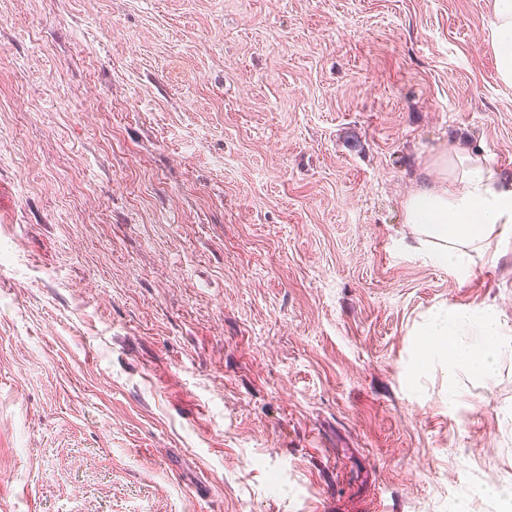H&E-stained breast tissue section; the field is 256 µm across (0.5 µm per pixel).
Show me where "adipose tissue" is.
I'll use <instances>...</instances> for the list:
<instances>
[{
  "instance_id": "adipose-tissue-1",
  "label": "adipose tissue",
  "mask_w": 512,
  "mask_h": 512,
  "mask_svg": "<svg viewBox=\"0 0 512 512\" xmlns=\"http://www.w3.org/2000/svg\"><path fill=\"white\" fill-rule=\"evenodd\" d=\"M490 44L500 82L512 87V0H493ZM435 165L437 178L406 197L404 221L428 258L462 277L473 254L494 258L499 244L512 238V178L471 155L448 152ZM425 336L429 351L449 353V368L464 367L486 379L495 376L501 354L512 350V328L483 310L433 317Z\"/></svg>"
}]
</instances>
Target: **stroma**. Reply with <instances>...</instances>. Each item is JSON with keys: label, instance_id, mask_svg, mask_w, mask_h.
<instances>
[{"label": "stroma", "instance_id": "35a3bbf8", "mask_svg": "<svg viewBox=\"0 0 512 512\" xmlns=\"http://www.w3.org/2000/svg\"><path fill=\"white\" fill-rule=\"evenodd\" d=\"M491 0H0V512H512V240L406 195L512 175ZM458 398H450L449 386ZM435 165L438 177L406 197L404 222L428 258L462 277L471 270L472 252L493 259L498 245L512 238V178L485 159L450 151ZM424 336L431 352L447 351L449 375L465 367L478 376L492 379L502 353L512 350V328L493 312L474 310L448 320L435 316Z\"/></svg>", "mask_w": 512, "mask_h": 512}]
</instances>
